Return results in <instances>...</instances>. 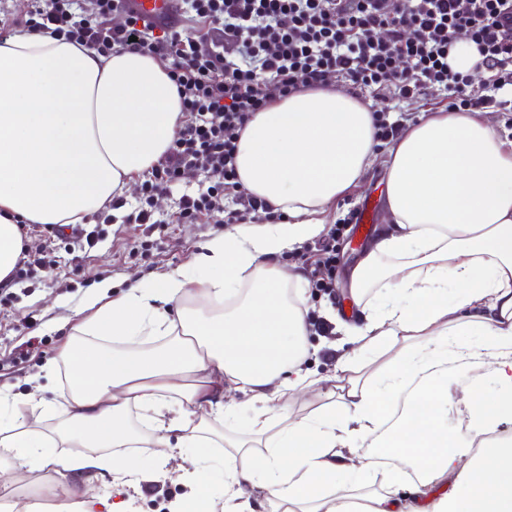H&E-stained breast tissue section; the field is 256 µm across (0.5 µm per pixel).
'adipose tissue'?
Instances as JSON below:
<instances>
[{
  "mask_svg": "<svg viewBox=\"0 0 512 512\" xmlns=\"http://www.w3.org/2000/svg\"><path fill=\"white\" fill-rule=\"evenodd\" d=\"M185 124L160 59L26 28L0 40V284L23 256L21 225L90 223ZM379 155L389 218L350 277L361 313L350 349L320 376L303 367L307 280L274 258L319 237L329 205ZM235 166L242 190L282 221L229 228L152 287L90 299L83 341L59 354L65 399L40 385L21 396L0 389V483L24 485L48 468L56 512H136L148 474L137 451L156 448L153 472L176 455L184 462L177 479L188 492L171 512L188 502L194 512H512V441L471 443L512 416V140L485 111L442 109L383 142L370 103L326 83L256 112ZM375 283L385 290L377 303L365 298ZM473 328L479 342L464 343ZM150 336L162 344L136 351ZM466 365L486 367L492 385L469 389L452 432L448 369ZM314 389L326 404L290 419L291 400ZM394 405L391 421L383 410ZM28 408L67 419L50 436L27 426ZM133 408L146 430L130 422ZM360 441L395 468L356 461ZM213 448L224 451L218 498L202 480ZM404 467L416 473L406 502L394 489ZM102 472L110 496L82 494Z\"/></svg>",
  "mask_w": 512,
  "mask_h": 512,
  "instance_id": "obj_1",
  "label": "adipose tissue"
}]
</instances>
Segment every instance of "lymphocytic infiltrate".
I'll return each instance as SVG.
<instances>
[{
	"label": "lymphocytic infiltrate",
	"instance_id": "1",
	"mask_svg": "<svg viewBox=\"0 0 512 512\" xmlns=\"http://www.w3.org/2000/svg\"><path fill=\"white\" fill-rule=\"evenodd\" d=\"M53 0L35 11L29 26L107 53L134 49L169 61L187 124L143 184L146 194L167 190L189 168L206 173L205 193L183 200L182 220L210 213L235 224L249 215L273 218L264 201L243 196L242 210H224V197L239 192L235 156L240 130L268 102L298 84L329 77L360 87L394 89L402 97L423 85L448 88L453 103L489 108L466 76L448 65L452 36L465 31L494 86L512 85V0H186L188 25L159 27L124 0ZM127 23L111 28L112 12ZM407 68H400V61Z\"/></svg>",
	"mask_w": 512,
	"mask_h": 512
}]
</instances>
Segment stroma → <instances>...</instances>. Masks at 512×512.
<instances>
[{
    "label": "stroma",
    "instance_id": "35a3bbf8",
    "mask_svg": "<svg viewBox=\"0 0 512 512\" xmlns=\"http://www.w3.org/2000/svg\"><path fill=\"white\" fill-rule=\"evenodd\" d=\"M374 110L384 112L390 123L401 126L421 113L447 107V89L429 86L419 95L402 98L378 90H365ZM383 162L375 160L365 182L336 200L327 214L330 228L336 229V262L329 279L332 294L308 289L310 342L315 353L304 366L321 375L334 370V354L329 342L339 339L336 323L328 318L329 309H338L343 319H352L348 294L350 274L365 244L387 220L383 192ZM202 172L185 171L170 189L153 199V221L129 222L138 210L142 191L133 187L117 213H100L85 232L94 238L93 246L79 245L69 237H54L43 224L24 229V244L35 263L20 283H8L0 291V385L12 386L14 393L31 391V380L43 375L45 365L73 332L69 318L82 308L98 286L111 282V296H120L136 283H149L152 276L183 266L214 237L222 235L223 225L203 216L191 223L177 220L183 195H194L206 188ZM186 492L183 484L160 475H150L141 484L138 506L141 512H168L172 500Z\"/></svg>",
    "mask_w": 512,
    "mask_h": 512
}]
</instances>
